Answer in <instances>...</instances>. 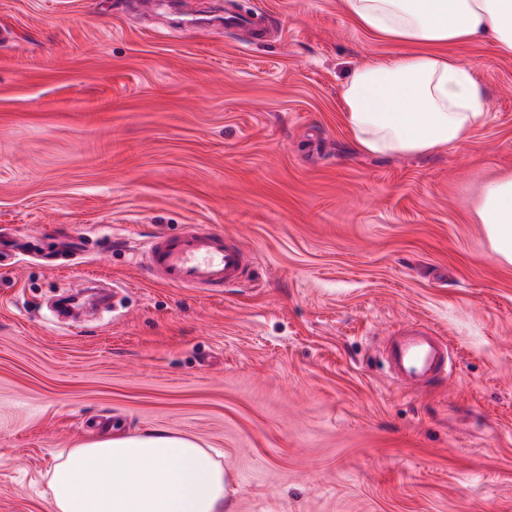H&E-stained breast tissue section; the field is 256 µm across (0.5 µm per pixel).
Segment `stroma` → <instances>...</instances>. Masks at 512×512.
<instances>
[{"label": "stroma", "mask_w": 512, "mask_h": 512, "mask_svg": "<svg viewBox=\"0 0 512 512\" xmlns=\"http://www.w3.org/2000/svg\"><path fill=\"white\" fill-rule=\"evenodd\" d=\"M400 51L342 0H0V512L154 428L212 451L224 512H512V263L476 216L512 172V56L459 49L489 103L464 144L359 152L341 88ZM187 224L251 254L237 287L139 279L138 243ZM67 235L71 266L35 257ZM91 276L122 303L59 321ZM413 321L455 363L419 394L381 355Z\"/></svg>", "instance_id": "stroma-1"}]
</instances>
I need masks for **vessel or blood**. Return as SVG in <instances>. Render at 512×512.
<instances>
[{"instance_id":"obj_1","label":"vessel or blood","mask_w":512,"mask_h":512,"mask_svg":"<svg viewBox=\"0 0 512 512\" xmlns=\"http://www.w3.org/2000/svg\"><path fill=\"white\" fill-rule=\"evenodd\" d=\"M136 265L147 280L220 294L242 280L248 258L232 238L195 224L149 237L136 253ZM383 358L394 383L410 391L425 389L437 376L452 373L454 366L446 339L421 322L406 324L389 336Z\"/></svg>"}]
</instances>
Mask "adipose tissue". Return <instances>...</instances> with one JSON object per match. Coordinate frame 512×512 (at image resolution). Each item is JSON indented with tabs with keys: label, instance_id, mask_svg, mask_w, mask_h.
<instances>
[{
	"label": "adipose tissue",
	"instance_id": "obj_1",
	"mask_svg": "<svg viewBox=\"0 0 512 512\" xmlns=\"http://www.w3.org/2000/svg\"><path fill=\"white\" fill-rule=\"evenodd\" d=\"M369 33L431 45L356 68L342 90L355 143L379 155L459 145L488 111L470 68L440 45L489 41L512 56V0H343ZM494 252L512 263V174L483 189L476 210ZM224 470L194 439L159 428L70 450L48 482L51 512H224Z\"/></svg>",
	"mask_w": 512,
	"mask_h": 512
}]
</instances>
